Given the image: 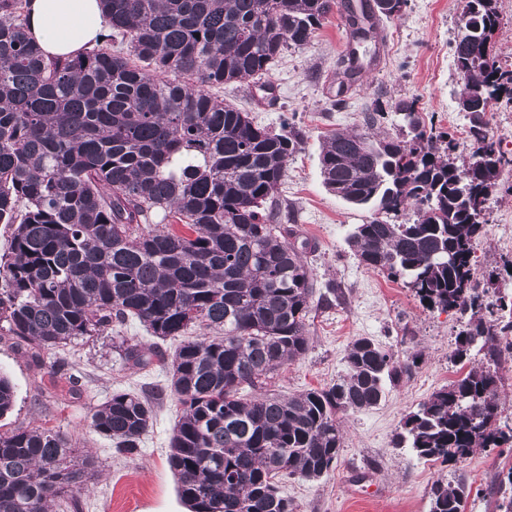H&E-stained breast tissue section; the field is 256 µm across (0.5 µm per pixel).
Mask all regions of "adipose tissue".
<instances>
[{"label": "adipose tissue", "mask_w": 512, "mask_h": 512, "mask_svg": "<svg viewBox=\"0 0 512 512\" xmlns=\"http://www.w3.org/2000/svg\"><path fill=\"white\" fill-rule=\"evenodd\" d=\"M27 23L51 58L88 51L108 27L100 0H30Z\"/></svg>", "instance_id": "adipose-tissue-1"}]
</instances>
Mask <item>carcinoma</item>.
Segmentation results:
<instances>
[{"label":"carcinoma","mask_w":512,"mask_h":512,"mask_svg":"<svg viewBox=\"0 0 512 512\" xmlns=\"http://www.w3.org/2000/svg\"><path fill=\"white\" fill-rule=\"evenodd\" d=\"M103 2L111 32L101 43L47 61L27 34V0H0V331L33 345L38 367L45 350L114 333L122 362L158 366L180 407L168 464L187 512H295L281 481L333 468L339 413L377 406L415 360L359 337L338 382L288 398L263 392L309 349L315 281L303 256L315 243L267 207L304 136L260 127L210 89L260 80L310 43L335 0ZM386 2L348 4L356 48L338 61L345 77L364 67L358 47L375 40L378 16H401ZM499 27L497 0H465L453 56L458 95L472 103L469 164L412 101L397 106L406 136L336 131L319 154L325 187L373 210L350 235L359 261L407 279L423 307L468 316L459 363L477 343L495 365L512 355V324L485 320L488 289L475 277V206L512 163L486 123L493 103L512 102V69L488 40ZM408 209L413 221L391 222ZM129 322L173 351L122 336ZM49 368L79 382L64 354ZM497 385L496 371L471 367L406 417L396 445L453 463L512 443ZM14 402L0 374V416ZM153 417L151 399L117 390L90 409L89 426L133 459ZM94 467L59 430L0 433V512H53L56 502L80 512ZM467 497L464 483L437 481L430 512H464Z\"/></svg>","instance_id":"carcinoma-1"}]
</instances>
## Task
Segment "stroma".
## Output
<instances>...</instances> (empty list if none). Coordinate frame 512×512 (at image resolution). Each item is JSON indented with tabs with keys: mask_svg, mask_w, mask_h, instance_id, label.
<instances>
[{
	"mask_svg": "<svg viewBox=\"0 0 512 512\" xmlns=\"http://www.w3.org/2000/svg\"><path fill=\"white\" fill-rule=\"evenodd\" d=\"M462 11L463 0H409L400 18H379L380 38L366 47L375 61L343 90L337 60L347 48L349 32L336 9L308 45L283 53L264 82L224 88L225 101L249 112L255 124L275 131L290 124L304 134L276 198L282 224L296 226L316 244L307 257L317 283L307 318L310 348L267 379L266 391L285 396L337 382L347 371V346L362 336L396 357L420 356L412 376L388 387L379 405L341 413L344 436L336 467L314 481H284L282 490L293 499L296 512H429L430 489L438 480L466 481L471 493L464 512H496V484L512 471V447L480 449L444 464L417 459L411 449L396 446L409 413L460 376L452 352L466 319L454 311L424 308L403 279L359 263L348 238L370 220L372 211L330 193L319 166L323 136L364 129V114L377 101L385 109L378 134L401 135L396 106L412 101L437 130L456 139L463 157L471 156L473 148L465 138L468 119L457 104L453 56ZM487 122L509 163L486 204L475 249L477 279L488 285L485 300L495 304V317L505 322L512 318V276L504 270L505 261L512 259V103L493 105ZM331 287L341 291L340 302L327 303ZM65 353L88 389L78 399L66 381L36 367L14 339L0 338V372L15 387V405L0 417V433L42 425L68 434L77 448L91 453L97 474L82 497V512H185L167 463L178 411L172 399L156 405L154 424L134 459L117 455L87 418L89 407L103 403L113 391H149L164 382L163 373L124 365L107 333L74 340Z\"/></svg>",
	"mask_w": 512,
	"mask_h": 512,
	"instance_id": "35a3bbf8",
	"label": "stroma"
}]
</instances>
